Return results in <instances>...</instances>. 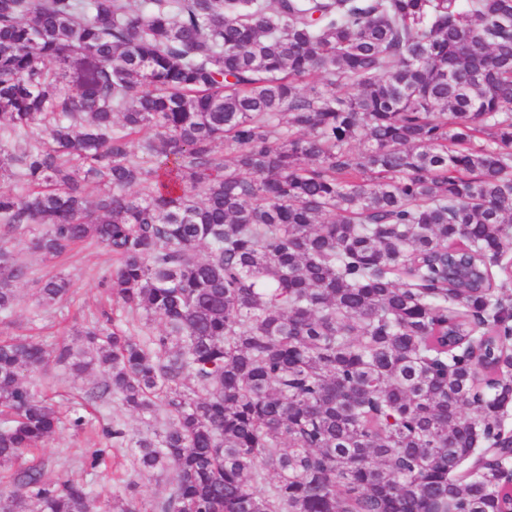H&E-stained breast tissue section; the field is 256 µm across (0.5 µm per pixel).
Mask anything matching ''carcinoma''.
Here are the masks:
<instances>
[{
	"label": "carcinoma",
	"mask_w": 512,
	"mask_h": 512,
	"mask_svg": "<svg viewBox=\"0 0 512 512\" xmlns=\"http://www.w3.org/2000/svg\"><path fill=\"white\" fill-rule=\"evenodd\" d=\"M0 180L1 319L6 237L112 256L81 344L0 339V512H89L17 461L113 401L172 476L115 512H512V0H0ZM103 376L100 369L94 368L85 374L76 375L63 368H53L47 375H28L24 373V382L37 395L55 396L64 403L74 405L81 402L83 390Z\"/></svg>",
	"instance_id": "cac0c4a2"
}]
</instances>
